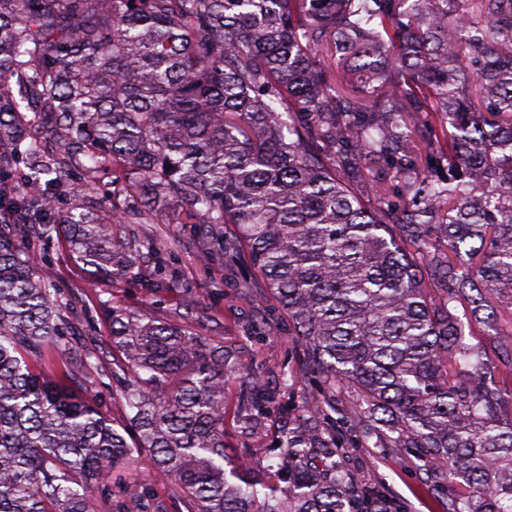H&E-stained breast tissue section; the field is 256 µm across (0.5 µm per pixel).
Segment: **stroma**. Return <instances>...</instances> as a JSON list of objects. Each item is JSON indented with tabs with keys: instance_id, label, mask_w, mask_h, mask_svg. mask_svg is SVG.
<instances>
[{
	"instance_id": "1",
	"label": "stroma",
	"mask_w": 512,
	"mask_h": 512,
	"mask_svg": "<svg viewBox=\"0 0 512 512\" xmlns=\"http://www.w3.org/2000/svg\"><path fill=\"white\" fill-rule=\"evenodd\" d=\"M115 235L133 233L143 241L154 240L165 248L167 278L155 276L112 279L90 278L86 266L76 262L64 238L34 237L29 246L41 257L52 273V284L59 288L65 305L63 314L69 323L67 339L71 355L95 352L108 345V310L118 306L137 311L167 322L176 323L183 312H192L204 326V333L224 344L249 343L258 353L255 361L270 391L276 392L278 404L267 427L279 433L293 425L299 414L301 397L311 388L309 376L299 374L302 352L296 345L287 321L273 325L264 341L247 342L248 326L258 318L252 302L260 295V286H253L251 297L238 294L239 282L251 271L242 263L227 261L220 252L204 255L191 224H117ZM295 370L293 394L279 396L283 370ZM87 386L96 402L116 425L127 422V411L115 392L111 358L101 359L92 369ZM238 384L226 391L228 413L224 431L228 441L237 448L252 471L264 470L275 461L278 449L266 453L254 452V439L242 433L237 420ZM355 467L363 478L380 486L399 502L404 512H443V504L422 483L413 463L400 459L386 448H357L352 453Z\"/></svg>"
}]
</instances>
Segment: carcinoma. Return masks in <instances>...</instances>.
Segmentation results:
<instances>
[{
  "label": "carcinoma",
  "mask_w": 512,
  "mask_h": 512,
  "mask_svg": "<svg viewBox=\"0 0 512 512\" xmlns=\"http://www.w3.org/2000/svg\"><path fill=\"white\" fill-rule=\"evenodd\" d=\"M153 217L263 281L251 337L293 325L316 387L262 473L224 435L229 383L275 412L246 345L112 308L119 428L37 371L63 305L20 241L121 278ZM0 224V512H169L112 502L143 452L178 512H400L356 448L512 512V0H0Z\"/></svg>",
  "instance_id": "carcinoma-1"
}]
</instances>
